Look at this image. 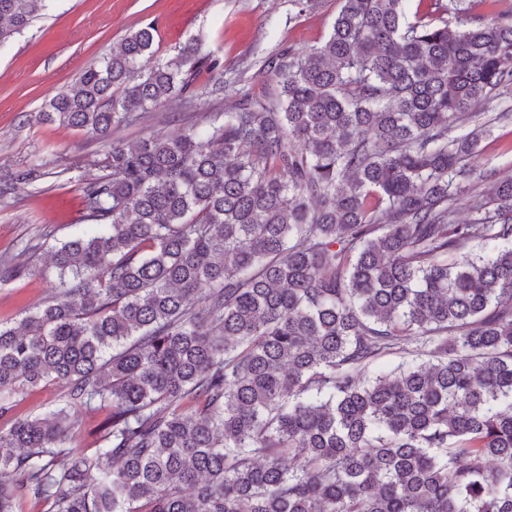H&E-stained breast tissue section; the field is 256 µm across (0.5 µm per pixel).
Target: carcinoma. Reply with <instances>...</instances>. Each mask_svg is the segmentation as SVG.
I'll return each instance as SVG.
<instances>
[{"instance_id": "cac0c4a2", "label": "carcinoma", "mask_w": 512, "mask_h": 512, "mask_svg": "<svg viewBox=\"0 0 512 512\" xmlns=\"http://www.w3.org/2000/svg\"><path fill=\"white\" fill-rule=\"evenodd\" d=\"M49 2L0 0V44ZM337 2L321 45L261 58L268 94L197 43L158 58L151 21L50 97L44 121L109 150L53 296L0 323V417L67 388L0 432V512H512V179L464 185L512 3ZM200 94L235 103L114 137ZM224 111V99L201 96L192 106L174 102L156 112L147 114L119 130L115 136L127 144H133L153 133L175 135L190 125H203L206 116ZM64 388L59 384L40 385L25 389L17 397V406L12 414L0 418V430L7 431L17 418L45 417L59 403ZM104 416V411H89L83 414V420L78 429V438L81 447L85 448L88 452H92L97 446V431Z\"/></svg>"}]
</instances>
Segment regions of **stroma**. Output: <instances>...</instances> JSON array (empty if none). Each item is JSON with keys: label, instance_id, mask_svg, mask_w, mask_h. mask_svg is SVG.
<instances>
[{"label": "stroma", "instance_id": "obj_1", "mask_svg": "<svg viewBox=\"0 0 512 512\" xmlns=\"http://www.w3.org/2000/svg\"><path fill=\"white\" fill-rule=\"evenodd\" d=\"M336 0L298 12L293 0H56L47 18L0 45V257L25 255L32 273L0 278V321L11 324L50 295L46 276L50 248L74 235L84 215V189L99 175L106 142L77 128L43 122L48 97L73 84L79 72L110 54L142 23L158 27V57L199 43L225 68L243 69L248 88L268 91L256 75L260 57L291 45L309 49L322 43L336 16ZM223 99L202 96L193 105L174 102L118 131L132 144L153 133L174 135L206 116L223 111ZM477 190L491 180L512 177V123L494 128L479 146ZM64 393L62 385L25 389L13 414L0 418V430L15 419L44 417Z\"/></svg>", "mask_w": 512, "mask_h": 512}]
</instances>
